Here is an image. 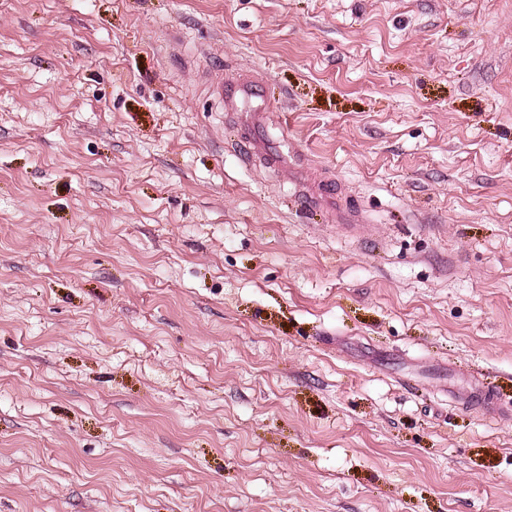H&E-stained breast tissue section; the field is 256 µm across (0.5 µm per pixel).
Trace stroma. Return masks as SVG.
Masks as SVG:
<instances>
[{"mask_svg":"<svg viewBox=\"0 0 512 512\" xmlns=\"http://www.w3.org/2000/svg\"><path fill=\"white\" fill-rule=\"evenodd\" d=\"M0 512H512V0H0ZM217 97L222 106L227 110H236L241 100H249L255 97L254 88L247 82H238L230 95L224 97V73L217 84ZM251 117L246 119L242 126L251 128L253 134L249 141V157L259 159L268 167L284 168L282 156L275 151L271 150L267 144L256 135V126L261 117H264L266 112L262 108H258L257 112H249ZM297 200L303 208H319L330 211L333 220L338 223L336 227L350 235L355 234L358 230L365 231L371 235L372 224H352L358 222L348 211L341 209L334 193H329L322 188L321 182L311 174L307 173L306 177L297 181Z\"/></svg>","mask_w":512,"mask_h":512,"instance_id":"obj_1","label":"stroma"}]
</instances>
